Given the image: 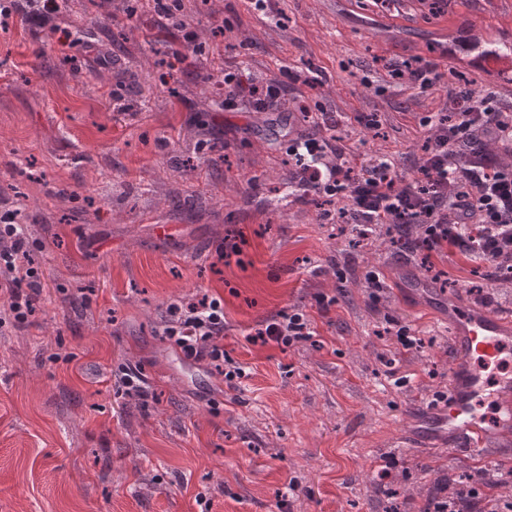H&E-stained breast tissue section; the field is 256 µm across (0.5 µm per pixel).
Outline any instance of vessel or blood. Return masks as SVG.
Here are the masks:
<instances>
[{
    "label": "vessel or blood",
    "instance_id": "1",
    "mask_svg": "<svg viewBox=\"0 0 512 512\" xmlns=\"http://www.w3.org/2000/svg\"><path fill=\"white\" fill-rule=\"evenodd\" d=\"M469 46L479 57V78L494 76L500 89L512 88V50L491 46L480 21H472ZM452 330L463 366L448 377V399L438 407V425L453 439L475 448L480 437L512 428V374L489 376L487 368L512 349V324L488 307L454 311ZM492 395V412L480 410L485 395Z\"/></svg>",
    "mask_w": 512,
    "mask_h": 512
}]
</instances>
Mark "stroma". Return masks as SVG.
I'll use <instances>...</instances> for the list:
<instances>
[{"label": "stroma", "mask_w": 512, "mask_h": 512, "mask_svg": "<svg viewBox=\"0 0 512 512\" xmlns=\"http://www.w3.org/2000/svg\"><path fill=\"white\" fill-rule=\"evenodd\" d=\"M136 3L68 0L45 26L0 32V213L17 211L45 273L31 325L0 326V512H421L427 495L408 488L479 466L512 492L506 435L478 454L409 437L460 358L448 306L481 294L512 320V289L457 255L437 262L436 282L419 258L320 223L288 184V141L312 131L296 99L343 114L352 164L385 153L413 177L424 120L449 84L475 79L448 47L476 16L512 43V0H447L434 14L421 0H275L266 12L183 0L199 48L185 60L151 0ZM405 60L436 63L439 82L393 80ZM228 69L316 83L268 112L228 111L211 83ZM119 85L133 111L113 101ZM370 112L379 129L359 124ZM232 229L227 266L217 253ZM203 293L224 298V349L247 372L233 389L162 337L168 304ZM318 294L333 298L328 313ZM294 305L314 336L249 343ZM392 319L423 347L386 334ZM126 366L144 380L135 404Z\"/></svg>", "instance_id": "stroma-1"}]
</instances>
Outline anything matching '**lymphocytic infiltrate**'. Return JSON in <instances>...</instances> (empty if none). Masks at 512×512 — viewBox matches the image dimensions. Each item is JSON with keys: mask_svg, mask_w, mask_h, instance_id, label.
Segmentation results:
<instances>
[{"mask_svg": "<svg viewBox=\"0 0 512 512\" xmlns=\"http://www.w3.org/2000/svg\"><path fill=\"white\" fill-rule=\"evenodd\" d=\"M285 86L254 81L238 71L224 73V105L268 111L282 99ZM447 112L427 131L416 175L405 179L384 155L361 169L348 162L344 138L318 137L335 128L328 112L305 113L314 134L292 139L293 180L304 196L334 200L335 211L322 220L343 224L366 239L380 224L393 225L404 248L422 261L462 254L498 271H512V113L496 107L491 94L449 86ZM43 291L42 273L29 259L27 241L17 224H0V295L14 321L26 323L35 296ZM223 299L202 294L168 307L164 334L185 359L219 368L227 387L243 378V366L224 351ZM314 330L303 310L294 308L261 321L249 334L251 344L292 345ZM483 472L468 477L456 493L428 501L424 512H492Z\"/></svg>", "mask_w": 512, "mask_h": 512, "instance_id": "f902f5d3", "label": "lymphocytic infiltrate"}]
</instances>
